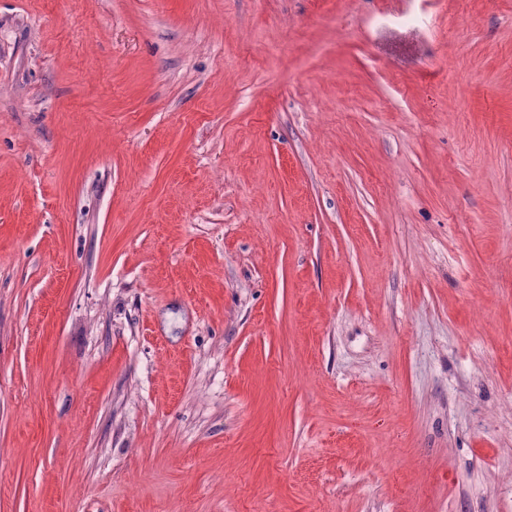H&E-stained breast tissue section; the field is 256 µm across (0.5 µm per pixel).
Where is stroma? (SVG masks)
Instances as JSON below:
<instances>
[{
	"mask_svg": "<svg viewBox=\"0 0 512 512\" xmlns=\"http://www.w3.org/2000/svg\"><path fill=\"white\" fill-rule=\"evenodd\" d=\"M0 512H512V0H0Z\"/></svg>",
	"mask_w": 512,
	"mask_h": 512,
	"instance_id": "obj_1",
	"label": "stroma"
}]
</instances>
